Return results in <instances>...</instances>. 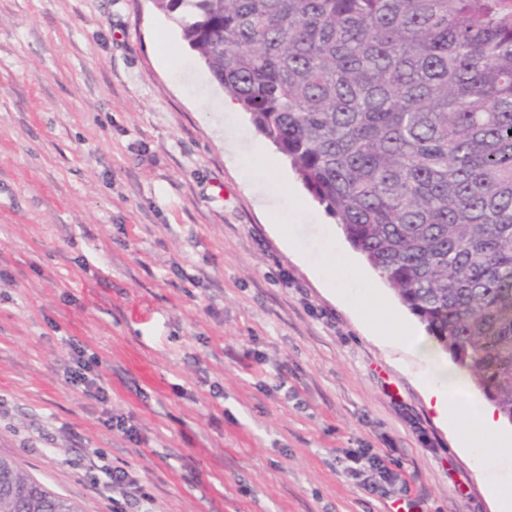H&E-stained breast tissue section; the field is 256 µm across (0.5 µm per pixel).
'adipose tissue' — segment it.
I'll list each match as a JSON object with an SVG mask.
<instances>
[{"mask_svg":"<svg viewBox=\"0 0 512 512\" xmlns=\"http://www.w3.org/2000/svg\"><path fill=\"white\" fill-rule=\"evenodd\" d=\"M349 269L348 257L331 248L308 272L320 278L329 297L352 314L366 336L401 347L423 364L416 386L435 421L453 433L456 450L482 477L493 512H512V436L499 429L500 413L483 399L463 394L462 384L472 381L469 372L449 363L438 343L390 309L380 289L343 287Z\"/></svg>","mask_w":512,"mask_h":512,"instance_id":"1","label":"adipose tissue"}]
</instances>
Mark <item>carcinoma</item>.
<instances>
[{"mask_svg":"<svg viewBox=\"0 0 512 512\" xmlns=\"http://www.w3.org/2000/svg\"><path fill=\"white\" fill-rule=\"evenodd\" d=\"M512 423L509 0H153ZM0 512H79L0 457Z\"/></svg>","mask_w":512,"mask_h":512,"instance_id":"1","label":"carcinoma"}]
</instances>
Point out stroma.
Instances as JSON below:
<instances>
[{
    "label": "stroma",
    "instance_id": "obj_1",
    "mask_svg": "<svg viewBox=\"0 0 512 512\" xmlns=\"http://www.w3.org/2000/svg\"><path fill=\"white\" fill-rule=\"evenodd\" d=\"M151 0H0V457L80 512L102 465L150 512H389L351 450L398 458L416 512H490L415 386L271 235L296 210L264 136ZM175 54L182 79L160 66ZM93 359L105 399L72 384ZM134 429H113V420Z\"/></svg>",
    "mask_w": 512,
    "mask_h": 512
}]
</instances>
